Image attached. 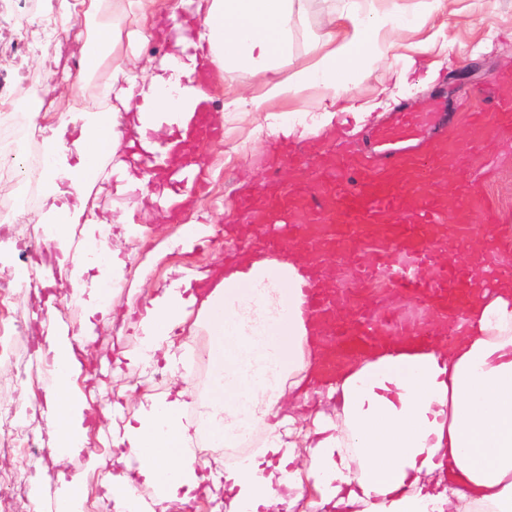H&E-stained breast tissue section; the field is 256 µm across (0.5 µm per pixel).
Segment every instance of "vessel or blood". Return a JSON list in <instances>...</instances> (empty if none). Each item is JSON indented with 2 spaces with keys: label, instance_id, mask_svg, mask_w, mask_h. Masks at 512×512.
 <instances>
[{
  "label": "vessel or blood",
  "instance_id": "obj_1",
  "mask_svg": "<svg viewBox=\"0 0 512 512\" xmlns=\"http://www.w3.org/2000/svg\"><path fill=\"white\" fill-rule=\"evenodd\" d=\"M450 121L471 127L465 147L444 136ZM492 138L512 149L511 70L493 75L464 112L442 98L427 99L415 109L398 105L387 122L369 133L363 152L342 145L320 156L324 179L292 194L281 187L278 175L282 167L304 166L306 153L298 145L275 143L258 178L261 195L239 198L237 216L250 217L254 229L228 215L224 234L245 250L254 234H262L274 256L283 240L304 239L309 266L335 262L368 289L376 271L385 272L388 290L375 292L369 302L359 295L326 294L313 279L304 286L305 315L330 317L323 340L340 355L357 357L402 339L435 343L437 336H451L449 315H462L465 309L473 265L483 268L485 285L512 278V266L503 262L512 254V225L500 223L469 177ZM450 168L458 175L457 208L465 218L458 234L485 241L470 260L444 254L440 229L447 222L446 212L424 189ZM475 216L480 224H472ZM406 302L421 308L424 319L405 320L401 307ZM344 306L363 310V317L348 324L334 322Z\"/></svg>",
  "mask_w": 512,
  "mask_h": 512
}]
</instances>
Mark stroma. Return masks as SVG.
Masks as SVG:
<instances>
[{"instance_id": "obj_1", "label": "stroma", "mask_w": 512, "mask_h": 512, "mask_svg": "<svg viewBox=\"0 0 512 512\" xmlns=\"http://www.w3.org/2000/svg\"><path fill=\"white\" fill-rule=\"evenodd\" d=\"M348 3L301 0L281 77L316 60L322 19ZM397 3L412 23L386 32V39L397 44L393 56L378 63L372 77L354 89L351 98L334 103L342 114L337 132L351 134L359 108L371 107L372 113L364 122L370 128L382 123L396 105L416 104L442 86L453 102L463 104L484 88L493 74L512 69V0H444L423 26L415 22L423 0ZM59 4L60 0H0V88L11 95H35L42 109L57 112L91 103L110 72L104 65L77 83L65 80L62 69L55 68L58 58L64 67H76L78 62L60 33L39 30V18L58 14ZM425 39L431 42L428 52L414 51V44ZM51 85L57 88L52 95L46 92ZM263 122L260 112L227 114L222 139L203 145L209 173L205 190L197 195L199 220L205 227L202 238L184 243L182 224L176 221L150 224L144 238L121 240L125 277L114 291L116 332L98 340L104 351L119 352L135 346L133 331L124 325L123 318L127 312L142 311L150 287L162 284L170 267H207L227 252L236 251L234 241L219 244L214 236L248 176L266 162L271 138L254 134ZM472 177L482 192L493 198L504 223L512 224V156L501 155L496 143H487L483 166ZM34 215L31 209L19 211L13 223L0 228V241L8 243L16 263L34 257L37 241L45 237L44 227L35 222ZM10 281V276L0 274V328L17 336L13 360L0 364V411L5 413L16 410L25 387L40 393L53 385L51 373L37 362L38 341L28 328L35 296L14 292ZM34 475L20 448L0 445V512H20Z\"/></svg>"}]
</instances>
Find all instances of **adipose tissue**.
<instances>
[{
	"label": "adipose tissue",
	"mask_w": 512,
	"mask_h": 512,
	"mask_svg": "<svg viewBox=\"0 0 512 512\" xmlns=\"http://www.w3.org/2000/svg\"><path fill=\"white\" fill-rule=\"evenodd\" d=\"M294 4L128 0L139 27L123 34L99 22L93 43L79 48L85 76L122 40L143 64L111 67L107 104L50 116L44 165L33 172L48 255L12 266L10 276L16 289L36 281L49 290L30 327L54 384L40 394L24 390L19 410L40 415L39 445L53 465L87 456L102 476L103 501L122 512H171L199 490L223 498L224 512H512V282L476 288L451 344L377 350L338 364L328 379L321 329L302 310L300 248L273 257L258 247L202 271L178 267L148 295L132 324L137 344L121 358L147 377L164 369L169 387L148 389L121 425L120 403L95 405L105 383L76 352L112 330V286L125 268L114 224L128 237L146 231L132 211L100 215L101 201L132 191L136 207L155 217L174 199L154 183L165 158L133 165L127 156L163 126L193 122L205 97L192 79L199 61L260 81L261 95L225 100L228 112H260L313 85L336 101L394 51L383 31L404 24L396 6L327 15L318 59L283 80ZM160 17L176 32L173 47L144 56ZM336 118L329 110L272 112L266 130L306 140L335 128ZM72 305L83 315L64 322L61 309ZM202 331L211 371L203 397L187 369ZM255 430L260 441L239 461L202 454L237 447ZM107 441L112 452L93 454Z\"/></svg>",
	"instance_id": "1"
}]
</instances>
